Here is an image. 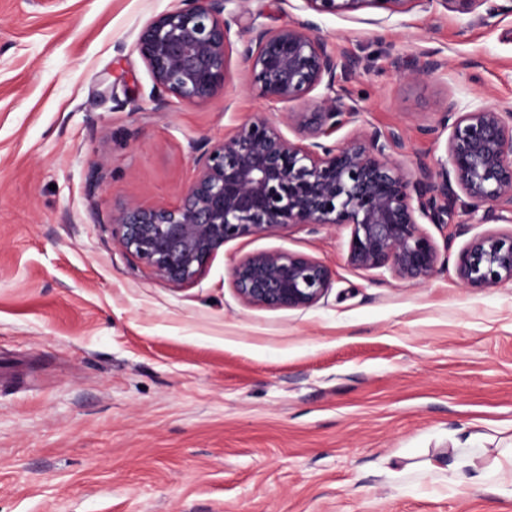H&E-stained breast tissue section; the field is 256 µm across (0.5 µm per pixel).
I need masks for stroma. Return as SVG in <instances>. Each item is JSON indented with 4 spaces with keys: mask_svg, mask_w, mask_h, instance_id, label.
Returning a JSON list of instances; mask_svg holds the SVG:
<instances>
[{
    "mask_svg": "<svg viewBox=\"0 0 512 512\" xmlns=\"http://www.w3.org/2000/svg\"><path fill=\"white\" fill-rule=\"evenodd\" d=\"M173 3L0 0V512H512V284L456 272L512 223L427 225L448 260L422 285L350 265L347 227L229 241L185 285L118 246L113 211L178 205L208 144L311 109L236 80L158 106L136 39ZM318 23L359 62L358 126L399 131L408 170L442 155L420 129L447 100L512 106L510 10ZM429 51L442 69L402 78ZM281 249L332 270L312 307L236 294L234 263Z\"/></svg>",
    "mask_w": 512,
    "mask_h": 512,
    "instance_id": "1",
    "label": "stroma"
}]
</instances>
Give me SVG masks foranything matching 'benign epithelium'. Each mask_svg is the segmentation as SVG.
Returning <instances> with one entry per match:
<instances>
[{
    "label": "benign epithelium",
    "instance_id": "benign-epithelium-1",
    "mask_svg": "<svg viewBox=\"0 0 512 512\" xmlns=\"http://www.w3.org/2000/svg\"><path fill=\"white\" fill-rule=\"evenodd\" d=\"M456 3L482 18L502 11L497 0H301L306 19L269 26L252 0H177L138 33L136 48L161 105L174 98L199 104L232 80L230 50L246 85L271 101L310 100L311 112L288 113L295 139L256 116L237 125L202 154L181 205L151 208L131 203L112 214L119 246L173 284L194 282L228 241L271 234L292 226L351 227L348 262L423 281L440 262L438 246L421 221L440 226L461 199L486 220L512 223V106L461 111L448 103L425 135L448 132L444 155L411 173L393 158L397 132L357 129L341 142L329 138L355 122L357 109L336 97L339 77L355 76V62L318 34L314 18L353 17L378 11L390 16L416 4ZM443 62L426 55L404 77L419 81ZM466 288L512 282V235L473 238L456 261ZM330 268L310 256L276 250L239 260L232 284L246 304L266 309H306L332 287Z\"/></svg>",
    "mask_w": 512,
    "mask_h": 512
}]
</instances>
